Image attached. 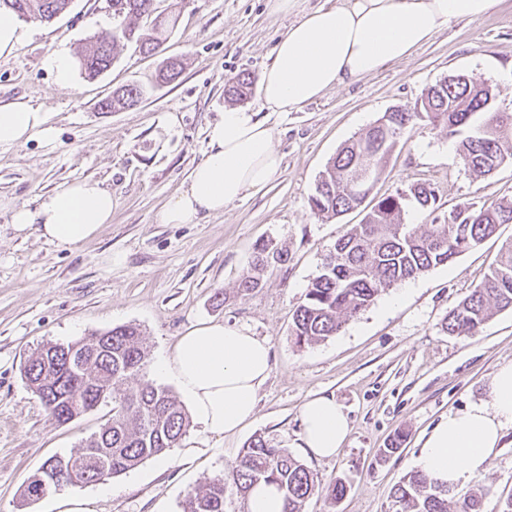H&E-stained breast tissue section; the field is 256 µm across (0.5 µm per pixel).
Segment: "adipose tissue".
I'll use <instances>...</instances> for the list:
<instances>
[{
  "label": "adipose tissue",
  "mask_w": 512,
  "mask_h": 512,
  "mask_svg": "<svg viewBox=\"0 0 512 512\" xmlns=\"http://www.w3.org/2000/svg\"><path fill=\"white\" fill-rule=\"evenodd\" d=\"M495 0H342L300 14L279 39L271 64L259 79L262 112L225 108L207 128L208 154L190 172L188 184L165 206V224H195L202 216L267 187L282 157L269 123L334 87L357 81L409 57L453 20H477ZM51 138L44 113L22 100L0 102V146ZM112 194L98 181L66 183L45 194L35 208L13 211L17 230L37 225L41 237L74 245L98 235L112 221ZM155 372L171 379L195 422L211 435L238 434L253 419L261 387L270 376V344L249 331L203 321L180 336ZM302 442L320 459L335 458L349 423L325 395L301 409ZM512 427V363L495 372L486 401L451 411L426 434L417 466L432 480L455 487L480 474Z\"/></svg>",
  "instance_id": "ef3b65f1"
}]
</instances>
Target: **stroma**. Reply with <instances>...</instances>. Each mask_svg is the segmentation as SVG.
I'll return each mask as SVG.
<instances>
[{
  "label": "stroma",
  "instance_id": "obj_1",
  "mask_svg": "<svg viewBox=\"0 0 512 512\" xmlns=\"http://www.w3.org/2000/svg\"><path fill=\"white\" fill-rule=\"evenodd\" d=\"M180 15L160 54L132 45L117 49L112 67L94 80L73 71L57 81L55 54L76 57L94 33L116 25L106 0H73L50 23L24 21L27 37L0 57V101H27L45 113L53 135L0 146V512H45L47 501L23 502L25 482L53 456L77 448L111 415V402L58 424L28 387L30 353L123 324L139 326L149 362L171 354L180 336L201 321H220L267 338L271 374L253 420L237 435L204 434L191 425L168 454L166 467L148 459L99 483L70 486L66 498L89 501L93 512H180L186 493L228 471L241 449L261 436L301 460L322 485L344 482L338 502L310 498L304 512H392L390 491L415 470L422 435L448 412L486 401L493 373L512 362V310L495 313L470 338L451 336L441 322L487 274L512 224L445 265L381 292L341 331L309 347L290 334L292 315L336 241L361 216L328 217L309 205L330 159L385 112L410 106L426 89L457 74L492 85L494 110L512 112V0H497L484 18L454 20L406 60L376 75L330 90L270 124L282 156L266 188L197 224H164L160 213L207 152L206 129L230 106L226 81L260 76L293 15L270 0H159ZM178 57L173 83L152 80L162 60ZM139 84L137 106L104 112L101 99ZM99 181L112 193V221L91 240L69 246L17 231L14 209L36 207L41 196L76 180ZM426 183L440 214L459 203L512 198V163L478 176L459 156L446 129L419 123L393 149L373 193L386 196ZM286 254L270 264L263 286L237 292L261 247ZM394 311H386L391 299ZM316 395L334 397L348 415L339 455L319 459L302 446L300 408ZM407 439L384 455L397 431ZM487 491L483 512H500L512 496V427L485 470L453 491L462 499Z\"/></svg>",
  "mask_w": 512,
  "mask_h": 512
}]
</instances>
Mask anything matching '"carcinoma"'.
I'll return each instance as SVG.
<instances>
[{
  "label": "carcinoma",
  "mask_w": 512,
  "mask_h": 512,
  "mask_svg": "<svg viewBox=\"0 0 512 512\" xmlns=\"http://www.w3.org/2000/svg\"><path fill=\"white\" fill-rule=\"evenodd\" d=\"M120 24L94 35L77 65L93 79L107 71L115 59L114 49L135 42L145 54H153L167 39L176 19L152 15L153 0H106ZM72 0H0V9L17 16L50 22L65 14ZM152 17L149 32L132 24ZM182 73L178 61H168L158 74L169 84ZM254 78L238 74L225 85V92L238 100L251 93ZM146 90L136 84L120 89L99 102V109L114 112L142 102ZM435 111L425 113L432 128L443 127L448 137L463 136L460 156L466 167L488 175L503 163L512 162V113L488 112L485 100L468 85L451 81L440 94L427 90ZM392 124L404 133L415 126V113L392 112ZM374 131L346 142L328 163L310 198L318 214L338 216L358 207L351 181L369 158L367 144ZM410 203L433 215L432 223L416 227L404 223ZM435 190L421 183L395 195L378 199L361 221L340 238L318 275L308 286L304 300L293 314L291 336L299 346L319 343L336 335L350 318L366 310L384 290L444 265L459 254L493 236L500 225L512 224V200H501L477 208L460 203L439 221ZM282 262L284 254L261 250L253 268L244 274L238 292L246 295L261 286V273L269 261ZM512 309V243L505 245L496 264L468 296L443 319L442 330L452 336L473 337L496 311ZM82 344L85 353L66 367L64 349ZM148 350L141 330L133 324L119 325L92 336L85 343L75 339L46 345L33 352L24 366L28 385L52 418L64 424L112 400V416L99 430L68 454L49 461L61 475L59 488L103 481L125 473L142 462L165 455L188 433L189 416L167 388L145 380L131 388V378L144 372ZM260 482L275 484L284 500V512H302L304 502L323 494L333 502L342 499L348 487L338 481L324 488L317 477L285 448H276L259 436L242 448L235 465L188 492L181 512H226V500L236 496L247 501L249 489ZM452 488L432 482L422 471L402 478L391 490L398 512H448Z\"/></svg>",
  "instance_id": "obj_1"
}]
</instances>
